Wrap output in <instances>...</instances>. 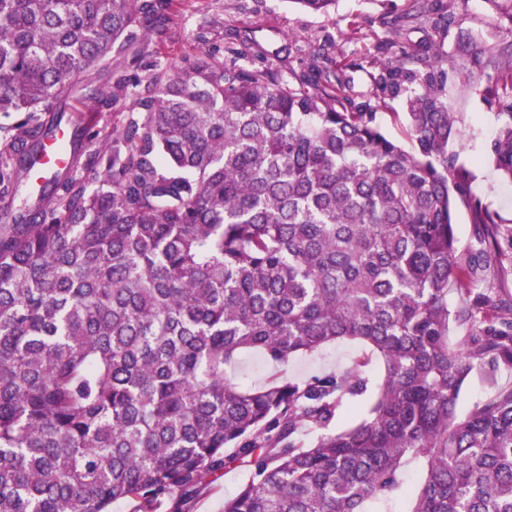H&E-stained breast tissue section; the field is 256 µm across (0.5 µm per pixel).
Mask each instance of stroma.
<instances>
[{"instance_id": "35a3bbf8", "label": "stroma", "mask_w": 512, "mask_h": 512, "mask_svg": "<svg viewBox=\"0 0 512 512\" xmlns=\"http://www.w3.org/2000/svg\"><path fill=\"white\" fill-rule=\"evenodd\" d=\"M432 10L413 25L394 32V20L405 13L408 0H338L334 11H304L289 0H174L173 20L162 35H155L114 61L113 76L145 79L162 67L185 65L208 51L223 55L225 63L261 65L272 62L288 73L308 76V51L316 50L340 68L356 105L377 112L384 131L405 141V121L392 114L375 95L374 79L397 46L461 59L466 51H489L512 42V0H431ZM453 109L460 118L455 144L460 163L470 172L468 191L484 207L512 221V185L502 182L488 159L496 128V114L512 92L490 86L479 78L474 89L449 84ZM351 345L327 347L312 356H297L285 364H268L252 373L259 354L242 363L249 383L261 384L270 375L304 378L335 370L344 364ZM511 387L512 369L489 371L475 365L457 404L465 416L494 386ZM244 469L233 464L216 475L208 491L196 498L191 512H223L225 501L239 488Z\"/></svg>"}]
</instances>
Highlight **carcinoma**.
Returning <instances> with one entry per match:
<instances>
[{
    "label": "carcinoma",
    "mask_w": 512,
    "mask_h": 512,
    "mask_svg": "<svg viewBox=\"0 0 512 512\" xmlns=\"http://www.w3.org/2000/svg\"><path fill=\"white\" fill-rule=\"evenodd\" d=\"M171 5L0 0V512H187L237 462L224 512H512V387L456 414L473 361L512 367V299L473 289L512 225L468 200L484 248L458 257L469 171L447 60L382 66L409 149L318 53L315 80L216 52L110 79ZM431 8L410 0L398 25ZM505 55L453 70L512 84ZM93 75L109 76L95 112L132 98L123 129L66 116ZM501 116L490 159L512 184V105ZM63 121L74 167L35 194L37 146ZM345 340L362 353L341 372L228 375L244 352L286 362Z\"/></svg>",
    "instance_id": "1"
}]
</instances>
